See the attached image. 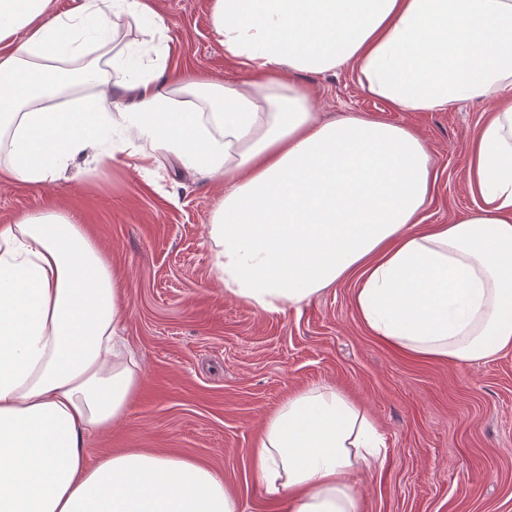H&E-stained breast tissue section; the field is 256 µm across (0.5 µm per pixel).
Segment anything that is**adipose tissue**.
I'll list each match as a JSON object with an SVG mask.
<instances>
[{
  "instance_id": "1",
  "label": "adipose tissue",
  "mask_w": 512,
  "mask_h": 512,
  "mask_svg": "<svg viewBox=\"0 0 512 512\" xmlns=\"http://www.w3.org/2000/svg\"><path fill=\"white\" fill-rule=\"evenodd\" d=\"M130 16L166 40L145 0H0V139L6 173L41 185L69 161L150 145L224 184L209 235L225 295L265 312L310 302L350 274L371 334L411 355L486 360L512 347V0H211L212 31L248 69L240 84L145 64L116 46ZM351 65L397 112L476 98L495 106L466 151L468 216L426 224L436 175L407 127L321 121L302 74ZM90 95L51 106L62 80ZM120 293L71 215L0 224V512H238L218 471L157 451L87 461L139 396ZM384 440L333 388L296 391L263 425L253 456L284 512H360L351 472Z\"/></svg>"
}]
</instances>
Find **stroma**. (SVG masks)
Instances as JSON below:
<instances>
[{
  "mask_svg": "<svg viewBox=\"0 0 512 512\" xmlns=\"http://www.w3.org/2000/svg\"><path fill=\"white\" fill-rule=\"evenodd\" d=\"M151 4L168 26L169 66L221 83L247 79L213 35L210 0ZM298 83L322 119L357 113L424 139L436 171L424 223L475 209L466 143L493 101L395 112L363 91L348 65ZM138 164L122 156L93 171L80 158L42 187L0 176V224L50 208L71 213L121 288L122 334L142 389L124 420L89 439V462L132 448L187 457L223 474L239 512H281L254 473L253 450L289 393L328 386L385 440L382 466L350 475L361 512H512V350L489 361L412 358L365 329L353 275L298 309L264 312L225 296L208 234L223 183L171 157L154 175Z\"/></svg>",
  "mask_w": 512,
  "mask_h": 512,
  "instance_id": "35a3bbf8",
  "label": "stroma"
}]
</instances>
